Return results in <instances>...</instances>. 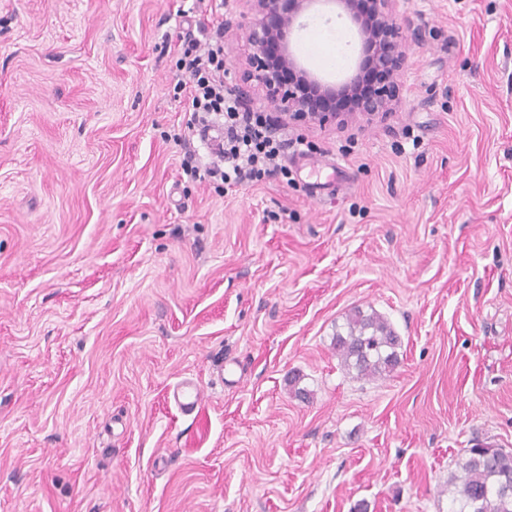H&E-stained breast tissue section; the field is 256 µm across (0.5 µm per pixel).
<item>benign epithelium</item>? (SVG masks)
I'll return each instance as SVG.
<instances>
[{
  "mask_svg": "<svg viewBox=\"0 0 512 512\" xmlns=\"http://www.w3.org/2000/svg\"><path fill=\"white\" fill-rule=\"evenodd\" d=\"M312 2L233 0L246 7L242 21L224 20V30L240 28L246 44L245 63L235 68L232 92L249 109L255 91L264 92L279 117L270 128L275 137L290 124L325 126L393 112L402 97L406 50L410 42L423 39L422 29L398 21V0H333L358 29L361 59L343 83L327 85L302 68L290 48V34Z\"/></svg>",
  "mask_w": 512,
  "mask_h": 512,
  "instance_id": "7a95c632",
  "label": "benign epithelium"
}]
</instances>
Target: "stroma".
Instances as JSON below:
<instances>
[{"instance_id":"35a3bbf8","label":"stroma","mask_w":512,"mask_h":512,"mask_svg":"<svg viewBox=\"0 0 512 512\" xmlns=\"http://www.w3.org/2000/svg\"><path fill=\"white\" fill-rule=\"evenodd\" d=\"M399 10L426 34L395 112L282 132L340 168L313 198L293 150L224 192L183 173L207 0H0V512H448L466 448L512 451V0ZM301 22L298 61L346 76L339 7ZM356 306L402 339L390 376L333 349ZM174 405L182 412H193L201 402V388L191 380H181L170 391Z\"/></svg>"}]
</instances>
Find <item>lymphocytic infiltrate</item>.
<instances>
[{
  "label": "lymphocytic infiltrate",
  "instance_id": "obj_1",
  "mask_svg": "<svg viewBox=\"0 0 512 512\" xmlns=\"http://www.w3.org/2000/svg\"><path fill=\"white\" fill-rule=\"evenodd\" d=\"M176 53L177 70L189 76L176 85L189 114V131L201 138L214 127L224 131V144L215 156L185 166V174L228 188L262 180L289 146L269 132L274 116L243 108L225 90L224 45L209 38L207 26L180 38Z\"/></svg>",
  "mask_w": 512,
  "mask_h": 512
}]
</instances>
